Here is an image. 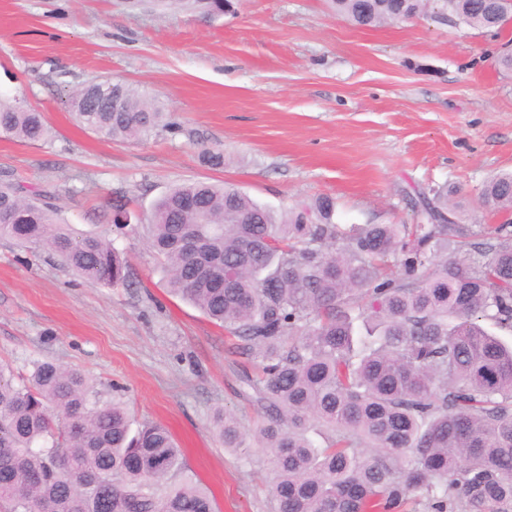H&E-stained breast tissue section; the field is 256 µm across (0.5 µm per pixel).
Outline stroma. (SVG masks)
<instances>
[{"instance_id":"obj_1","label":"stroma","mask_w":512,"mask_h":512,"mask_svg":"<svg viewBox=\"0 0 512 512\" xmlns=\"http://www.w3.org/2000/svg\"><path fill=\"white\" fill-rule=\"evenodd\" d=\"M511 39L512 22L357 28L328 0H237L219 16L193 0H0V98L51 128L35 144L0 136V178L112 240L130 275L113 288L0 239V361L81 371L133 425L170 430L218 512H275L265 449L226 450L211 430L221 408L254 424L223 329L167 294L142 231H114L112 202L146 219L173 185L227 182L277 210L328 195L337 223L399 224L415 191L448 186L469 224L501 223L473 203L512 171V77L496 66ZM93 79L158 96L172 127L127 143L79 126L70 97ZM217 148L221 168L202 159Z\"/></svg>"}]
</instances>
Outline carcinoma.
<instances>
[{
    "mask_svg": "<svg viewBox=\"0 0 512 512\" xmlns=\"http://www.w3.org/2000/svg\"><path fill=\"white\" fill-rule=\"evenodd\" d=\"M358 27L416 17L481 30L512 20V0H331ZM85 128L130 140L167 113L138 87L78 89ZM0 134L46 138L43 113L0 99ZM481 206L512 215V172L491 177ZM409 224L334 221L328 196L276 212L238 187L186 182L145 225L171 294L234 339L246 359L240 396L259 420L278 512H397L409 495L426 512H512V226L460 223L446 191L410 199ZM138 217L112 202L118 229ZM192 233L196 248L181 243ZM0 237L57 256L104 285L128 270L102 235L73 233L48 196L0 181ZM318 426L316 446L308 437ZM216 435L246 447L220 410ZM0 512H217L185 470L168 428L131 432L127 410L101 405L91 381L53 361L16 378L0 363Z\"/></svg>",
    "mask_w": 512,
    "mask_h": 512,
    "instance_id": "carcinoma-1",
    "label": "carcinoma"
}]
</instances>
